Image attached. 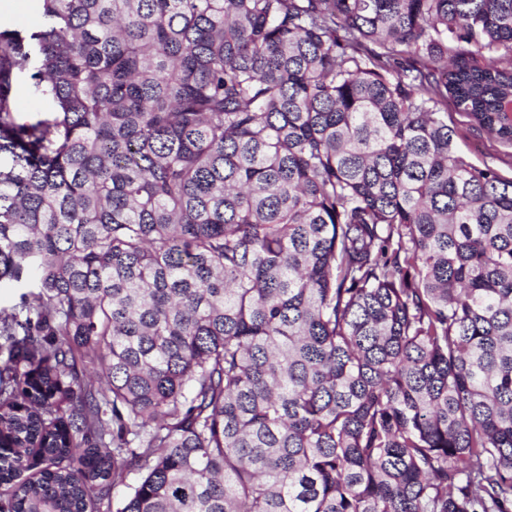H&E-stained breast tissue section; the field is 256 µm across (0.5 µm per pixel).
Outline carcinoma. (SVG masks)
<instances>
[{
	"mask_svg": "<svg viewBox=\"0 0 512 512\" xmlns=\"http://www.w3.org/2000/svg\"><path fill=\"white\" fill-rule=\"evenodd\" d=\"M40 14L0 29V512H512V177L448 124L512 145V0ZM15 109L24 119L41 117L52 110V104L37 96L30 95L24 86H21L15 101ZM453 124L461 136L458 139L460 150L466 153L473 163L495 167L500 173L512 177V146H506L484 132L472 127L468 119L448 105V124Z\"/></svg>",
	"mask_w": 512,
	"mask_h": 512,
	"instance_id": "1",
	"label": "carcinoma"
}]
</instances>
